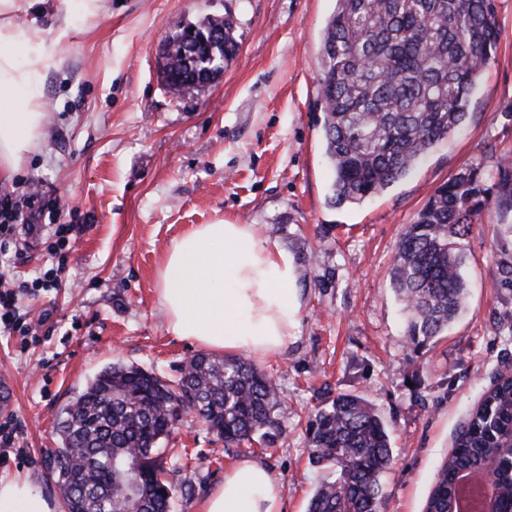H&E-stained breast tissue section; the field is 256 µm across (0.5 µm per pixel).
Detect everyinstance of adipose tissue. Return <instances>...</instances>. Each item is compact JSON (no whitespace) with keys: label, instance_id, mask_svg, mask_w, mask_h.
I'll use <instances>...</instances> for the list:
<instances>
[{"label":"adipose tissue","instance_id":"1","mask_svg":"<svg viewBox=\"0 0 512 512\" xmlns=\"http://www.w3.org/2000/svg\"><path fill=\"white\" fill-rule=\"evenodd\" d=\"M36 0H0V180H10L41 136L43 77L57 49L40 27L25 36L9 22ZM166 331L214 352L270 356L292 336L301 308L295 265L277 241L250 224H196L176 238L158 273ZM282 488L246 458L200 503V512H281ZM0 512H56L24 477L0 476Z\"/></svg>","mask_w":512,"mask_h":512}]
</instances>
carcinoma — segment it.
<instances>
[{
    "label": "carcinoma",
    "instance_id": "carcinoma-1",
    "mask_svg": "<svg viewBox=\"0 0 512 512\" xmlns=\"http://www.w3.org/2000/svg\"><path fill=\"white\" fill-rule=\"evenodd\" d=\"M495 0H336L323 32L318 79L325 153L333 170L330 203L358 204L404 178L436 142L459 128L482 72L496 50ZM201 47L224 56L238 50L232 16L195 26ZM182 33L168 38L161 74L178 93L196 81L182 53ZM494 203L512 212V165L497 166ZM489 202L484 172L461 169L441 184L405 225L391 270L407 312L414 349L436 343L465 305L462 241ZM493 277L512 288V261ZM280 389L272 376L242 359L200 354L176 380L135 365L101 370L57 417L59 446L47 457L65 512H169L175 486L165 479L159 444L180 412L194 413L227 448L283 434ZM512 379L498 380L454 439L425 503V512H458V478L494 464L489 499L512 512ZM312 463L334 469L318 485L307 512H378L380 475L393 460L389 428L364 396L339 394L307 425Z\"/></svg>",
    "mask_w": 512,
    "mask_h": 512
}]
</instances>
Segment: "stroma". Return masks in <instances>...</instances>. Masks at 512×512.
Returning a JSON list of instances; mask_svg holds the SVG:
<instances>
[{"label":"stroma","instance_id":"obj_1","mask_svg":"<svg viewBox=\"0 0 512 512\" xmlns=\"http://www.w3.org/2000/svg\"><path fill=\"white\" fill-rule=\"evenodd\" d=\"M335 0H105L74 29L44 80L48 123L0 196L38 190L80 225L65 251L62 286L34 282L52 266L43 240L17 238L0 271L15 287L23 323L0 335V411L11 441L0 475L28 477L58 496L44 464L57 447L62 408L115 363L174 378L197 347L165 327L156 271L190 225H257L296 265L302 305L285 349L257 359L282 392L284 435L253 446L283 488L282 512H306L324 472L310 464L305 428L322 402L365 395L385 418L394 459L381 477L379 512H424L440 462L491 383L512 370V290L492 274L512 259V212L485 209L463 241L464 311L441 339L414 350L391 284L396 244L434 190L461 168L494 174L512 162V0H496V51L462 128L435 143L413 170L357 205L329 202L318 75L323 29ZM232 15L239 51L224 74L174 96L160 74L169 36ZM166 447L176 486L172 512H198L235 452L194 417Z\"/></svg>","mask_w":512,"mask_h":512}]
</instances>
